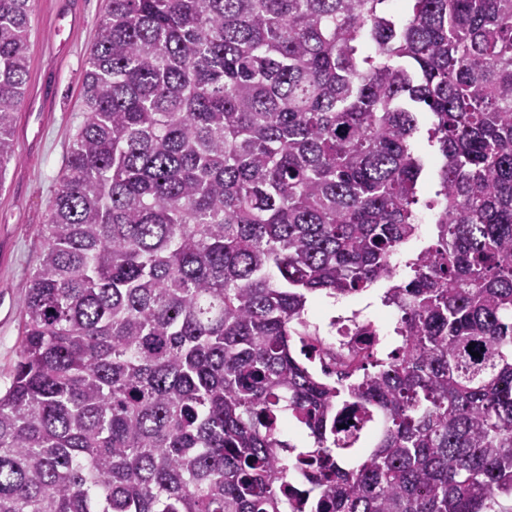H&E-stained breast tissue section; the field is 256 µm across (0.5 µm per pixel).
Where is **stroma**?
<instances>
[{
    "mask_svg": "<svg viewBox=\"0 0 512 512\" xmlns=\"http://www.w3.org/2000/svg\"><path fill=\"white\" fill-rule=\"evenodd\" d=\"M107 0H34L29 70L24 100L14 114L15 157L0 184V391L18 358L24 300L45 245L42 227L72 140L86 113L84 74ZM383 285L334 299L314 295L307 318L359 312L361 320L388 324L394 309L382 306Z\"/></svg>",
    "mask_w": 512,
    "mask_h": 512,
    "instance_id": "35a3bbf8",
    "label": "stroma"
}]
</instances>
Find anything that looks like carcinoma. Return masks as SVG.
<instances>
[{"mask_svg": "<svg viewBox=\"0 0 512 512\" xmlns=\"http://www.w3.org/2000/svg\"><path fill=\"white\" fill-rule=\"evenodd\" d=\"M33 2L0 0V178ZM400 2L109 0L0 393V512L512 496V0ZM381 281L399 344L323 380L292 347L309 297Z\"/></svg>", "mask_w": 512, "mask_h": 512, "instance_id": "1", "label": "carcinoma"}]
</instances>
